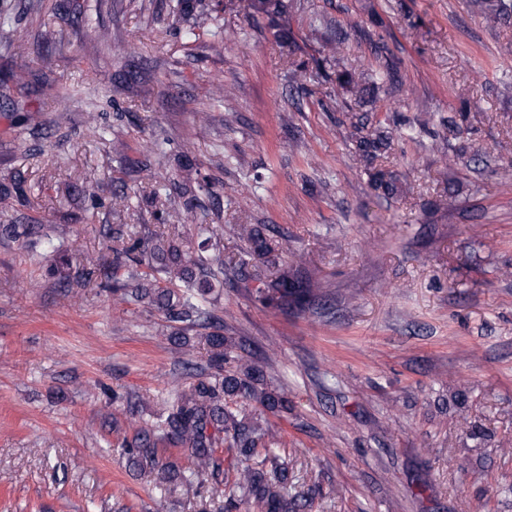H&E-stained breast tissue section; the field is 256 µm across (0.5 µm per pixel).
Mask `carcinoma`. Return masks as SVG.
<instances>
[{
  "instance_id": "cac0c4a2",
  "label": "carcinoma",
  "mask_w": 512,
  "mask_h": 512,
  "mask_svg": "<svg viewBox=\"0 0 512 512\" xmlns=\"http://www.w3.org/2000/svg\"><path fill=\"white\" fill-rule=\"evenodd\" d=\"M247 7L253 16L269 20L276 40L288 41L287 5L283 0H248ZM480 7L490 20L512 15V0H482ZM205 35L227 43L238 38L236 30L222 26L184 30V38L191 42ZM342 41L340 30L327 29L323 54L335 57ZM54 70L55 59L44 55L35 71H0V87L41 80ZM336 85L360 100L374 97L376 91L368 77L345 66L336 70ZM369 125L368 116L356 117L350 123L349 140L355 156L371 165L389 152L392 137L387 131L369 129ZM371 181L374 189L385 196L402 192L400 180L391 170L374 169ZM10 198L27 201L25 180L19 173L10 176L9 183H0V202ZM181 223L195 226L197 245H185L169 236L150 246L141 238L126 237L121 229L106 225L103 234L114 242L111 262L105 265L90 254L80 257L84 274L99 277L103 290L122 301L145 302L156 309L168 323L174 344L186 346L190 333L209 330L205 340L211 348V372L197 374L194 383L174 393L151 425L134 431L124 445L129 470L138 477L152 478L165 490L179 482L190 485L203 476L213 487H224L230 496L244 498L251 512H299L304 502L320 494V487L311 486L300 498L289 495L288 463L273 448L270 428L245 413V407L251 404L262 413H286L287 394L268 388L263 371L242 362L235 354V343L224 335V318L209 298L214 288L224 286V259L210 252L214 225L203 223L199 205L191 201L184 205ZM53 232L50 224H0V238L18 241L34 255L43 256L52 249L48 272L65 285L72 256L66 249L53 247ZM233 233L249 245L239 257L238 271L250 295L265 305L292 304L301 311L312 307L313 279L309 275L294 279L282 274L249 289L246 270L250 260L266 257L274 248L259 225L236 224ZM171 447L184 449L188 464L167 455Z\"/></svg>"
}]
</instances>
